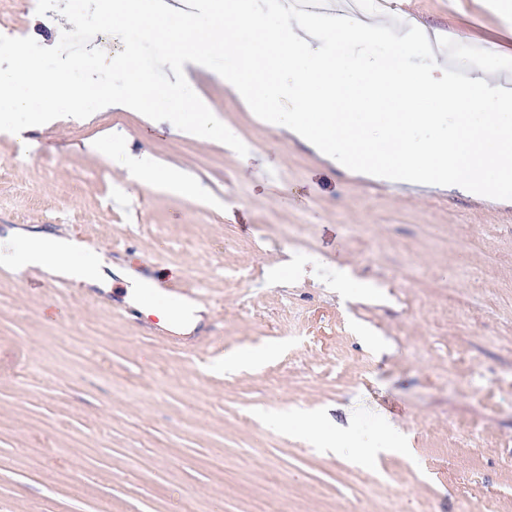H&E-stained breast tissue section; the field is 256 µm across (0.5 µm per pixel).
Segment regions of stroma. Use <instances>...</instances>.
Listing matches in <instances>:
<instances>
[{"mask_svg":"<svg viewBox=\"0 0 512 512\" xmlns=\"http://www.w3.org/2000/svg\"><path fill=\"white\" fill-rule=\"evenodd\" d=\"M390 3L398 33L512 58L494 0ZM35 18L0 0V34L53 43L62 17ZM184 74L247 156L118 106L31 127L24 158L0 132V228L78 230L209 298L172 340L127 316L123 280L0 274V512H512V200L362 177ZM241 350L264 357L225 371ZM315 413L343 449L283 425ZM129 178L135 179L140 183L143 182L146 184L148 182H159L162 185H165L173 189L174 191L184 195L192 194L195 191V187L193 186V184L189 182L183 175L172 171L156 174L148 181H145V177L137 172L129 173Z\"/></svg>","mask_w":512,"mask_h":512,"instance_id":"stroma-1","label":"stroma"}]
</instances>
